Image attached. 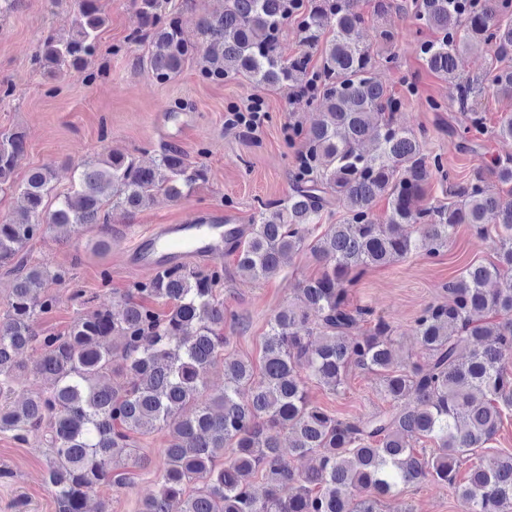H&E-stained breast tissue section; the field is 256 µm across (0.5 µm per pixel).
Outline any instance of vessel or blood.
I'll list each match as a JSON object with an SVG mask.
<instances>
[{
	"label": "vessel or blood",
	"instance_id": "vessel-or-blood-1",
	"mask_svg": "<svg viewBox=\"0 0 512 512\" xmlns=\"http://www.w3.org/2000/svg\"><path fill=\"white\" fill-rule=\"evenodd\" d=\"M232 230L220 215L209 219L196 216L182 224H157L139 235L123 256L132 267L152 273L190 257L217 261L224 257V236Z\"/></svg>",
	"mask_w": 512,
	"mask_h": 512
}]
</instances>
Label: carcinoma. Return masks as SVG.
<instances>
[{"instance_id": "obj_1", "label": "carcinoma", "mask_w": 512, "mask_h": 512, "mask_svg": "<svg viewBox=\"0 0 512 512\" xmlns=\"http://www.w3.org/2000/svg\"><path fill=\"white\" fill-rule=\"evenodd\" d=\"M75 25L66 38L47 37L36 62L48 76L92 78L98 37L108 21L104 0H73ZM138 26L130 44L150 40L143 57L159 83L174 78L191 59L212 82L241 81L290 94L302 85L322 119L288 126L298 146L293 189L285 200L259 204L252 224L226 239L238 275L259 281L277 275L284 259L307 251L322 263L269 322L260 366L226 351L224 268L181 264L136 281L120 295L117 310L84 313L64 334H43L38 315L56 307L41 290L63 285L69 269L30 264L20 253L36 237L74 225L107 224L110 214H133L158 194L179 201L207 180V171L172 145L160 146L145 165L113 152L81 165L73 193L46 209L52 170L32 172L21 194L24 207L0 222V267L13 275L7 311L0 319V431L21 443L42 433L48 445V484L58 512H86L101 486L119 492L133 483L131 468L147 457L133 437L167 429L160 449L157 488L138 512H380L381 498L425 480L449 485L463 512H506L512 506V454L493 466L460 467L493 438L512 410V199L474 176L453 181L442 157L425 153L421 139L402 126L391 91L376 77L378 55L354 39L365 23L353 0H224V10L198 22L188 41L182 12L170 0H132ZM435 37L418 45L430 72L456 81L458 103L470 124L482 125L473 108L474 84L457 76V59L482 44L490 55L491 86L512 97V68L498 63L512 54V0H378ZM298 21L304 51L281 54L280 35ZM319 53L312 63V52ZM370 139L371 153L361 149ZM18 132L0 131V192L12 188L16 159L26 149ZM448 183L450 201L414 205L429 183ZM388 201L384 221L374 213ZM343 218L314 234L331 213ZM498 225L496 263H473L448 283V300L425 305L414 320L425 361L399 359L392 328L369 309L355 307L348 286L365 270L448 246L459 224L478 237ZM161 304L158 311L154 305ZM373 327L362 336L360 322ZM36 344V372L51 380L35 399L9 402L19 364L16 353ZM470 348L460 358L462 348ZM224 367V388H208L209 371ZM354 370L378 376L389 407L345 421L313 404L309 385L334 393ZM123 381L115 383L112 378ZM288 436L283 447L279 433ZM427 438L434 452L420 455ZM313 457L294 469L286 456ZM265 487H254L256 476ZM293 489L283 498L279 489Z\"/></svg>"}]
</instances>
